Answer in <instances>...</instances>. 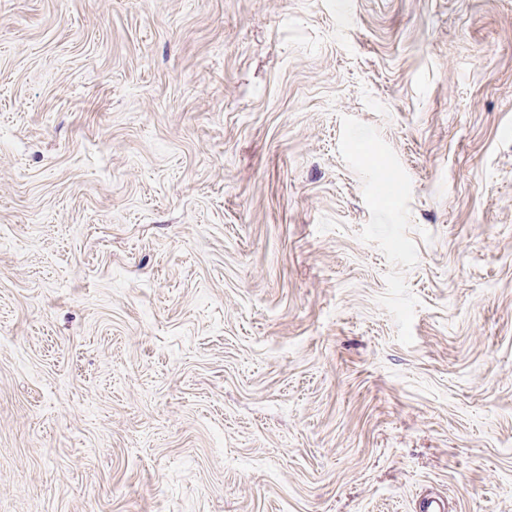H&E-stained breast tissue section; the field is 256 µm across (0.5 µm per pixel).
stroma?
Returning a JSON list of instances; mask_svg holds the SVG:
<instances>
[{
	"mask_svg": "<svg viewBox=\"0 0 512 512\" xmlns=\"http://www.w3.org/2000/svg\"><path fill=\"white\" fill-rule=\"evenodd\" d=\"M512 512V0H0V512Z\"/></svg>",
	"mask_w": 512,
	"mask_h": 512,
	"instance_id": "stroma-1",
	"label": "stroma"
}]
</instances>
